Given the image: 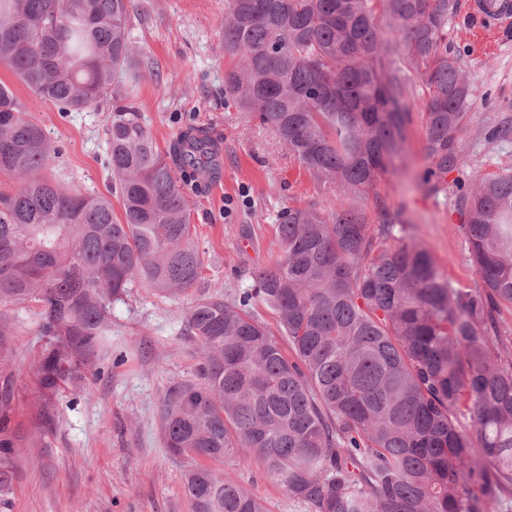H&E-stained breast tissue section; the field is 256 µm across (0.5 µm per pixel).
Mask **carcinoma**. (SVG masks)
Masks as SVG:
<instances>
[{
	"label": "carcinoma",
	"instance_id": "cac0c4a2",
	"mask_svg": "<svg viewBox=\"0 0 512 512\" xmlns=\"http://www.w3.org/2000/svg\"><path fill=\"white\" fill-rule=\"evenodd\" d=\"M134 0H0V66L57 110L78 112L119 87L140 47ZM457 0H225L226 93L269 127L315 179L327 211L279 215L282 254L233 300L216 291L185 318L195 377L166 391L165 447L187 460L192 512H267L213 467L258 458L304 512H512V172L469 174L458 153L473 106L448 48ZM412 71L427 91L425 182L452 170L480 288H456L379 205L361 201L393 170L410 122ZM109 195L66 190L41 172L57 148L0 83V304L39 309L35 374L74 382L102 344L112 305L139 285L194 288L204 264L190 203L138 117L106 131ZM205 135L183 138L184 171L206 173ZM123 211L113 215L112 198ZM260 304L276 327L260 318ZM11 391L0 390V492L14 448ZM473 430H468L466 422Z\"/></svg>",
	"mask_w": 512,
	"mask_h": 512
}]
</instances>
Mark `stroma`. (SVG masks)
<instances>
[{"label": "stroma", "instance_id": "stroma-1", "mask_svg": "<svg viewBox=\"0 0 512 512\" xmlns=\"http://www.w3.org/2000/svg\"><path fill=\"white\" fill-rule=\"evenodd\" d=\"M458 0L449 40L463 53L474 94L458 150L468 173L512 171V138L495 139L493 127L512 122V21L484 29ZM141 52L130 64L137 75L119 94L79 112L61 113L33 95L0 66L24 109L46 130L59 153L47 171L70 189L106 193V129L116 108H132L158 151L173 156L183 132L204 129L218 150L215 178L185 181L190 222L204 261L198 287L171 297L134 287L113 307L107 345L83 372L90 394L74 399L67 387L41 389L33 372L42 340L35 306L2 305L0 385L11 390L9 429L16 444L9 487L0 512H192L183 492L185 463L170 456L159 429L160 406L172 382L191 377L198 348L184 332L185 316L202 294L239 296L255 274L281 253L276 224L291 206L328 209L340 192L315 181L254 113L226 93L224 0H135L130 19ZM427 95L411 81V120L393 174L363 202L371 221L378 203L401 212L409 234L456 287L478 288L454 187L431 189L423 152ZM223 470L269 512H301L260 461L225 460Z\"/></svg>", "mask_w": 512, "mask_h": 512}]
</instances>
